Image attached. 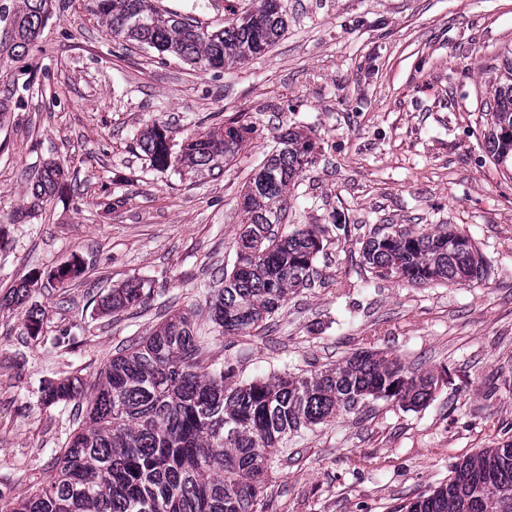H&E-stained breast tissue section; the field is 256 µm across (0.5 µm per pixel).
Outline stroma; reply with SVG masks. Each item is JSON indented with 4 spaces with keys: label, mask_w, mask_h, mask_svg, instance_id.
<instances>
[{
    "label": "stroma",
    "mask_w": 512,
    "mask_h": 512,
    "mask_svg": "<svg viewBox=\"0 0 512 512\" xmlns=\"http://www.w3.org/2000/svg\"><path fill=\"white\" fill-rule=\"evenodd\" d=\"M252 0H158L223 27ZM288 29L265 55L202 71L112 38L85 0H56L36 47L0 59V95L22 103L0 126V296L23 279L26 306H0V488L47 481L72 406H48L46 379L93 385L113 355L166 313L197 307L204 364L237 381L327 369L372 350L433 374L429 402L377 400L289 436L269 475L272 512H392L447 482L457 462L512 440V174L495 166L485 68L512 48V0H282ZM156 123L173 147L196 131L253 127L229 164L184 174L138 146ZM310 131L316 161L290 191L282 225L325 227L311 287L272 320L225 336L204 314L236 259L240 202L278 129ZM63 194L34 198L46 162ZM450 226L487 267L466 285L371 274L374 234ZM81 261L83 272L59 278ZM131 279L141 308L96 303ZM42 335L25 330L27 306Z\"/></svg>",
    "instance_id": "35a3bbf8"
}]
</instances>
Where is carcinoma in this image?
<instances>
[{"instance_id":"cac0c4a2","label":"carcinoma","mask_w":512,"mask_h":512,"mask_svg":"<svg viewBox=\"0 0 512 512\" xmlns=\"http://www.w3.org/2000/svg\"><path fill=\"white\" fill-rule=\"evenodd\" d=\"M55 0L0 3V56L22 57L54 15ZM90 11L123 41L175 56L202 70L241 64L266 52L284 35L281 0L232 12L227 25L204 30L177 13L163 15L155 0H89ZM493 88L488 112L489 152L512 163V50L486 70ZM253 130L228 125L196 133L172 155L168 127L155 123L139 138L153 167L177 163L188 172L234 158ZM314 140L287 127L278 147L257 168L243 192L236 260L224 271V288L206 300L222 334H244L271 319L288 294L311 285L322 249L316 224L280 232L288 190L312 163ZM64 171L50 162L31 188L50 196ZM364 262L380 277L414 283L464 284L483 277L471 238L455 229L375 236ZM141 280L112 289L99 304L104 314L136 309L147 292ZM42 310L31 307L28 335L41 331ZM194 308L169 311L152 332L118 352L90 393L78 377L49 379V405L81 407L50 480L7 502L5 512H267L268 473L288 435L318 425L370 400L405 407L427 402L433 376L406 369L396 358L361 352L310 375L274 376L231 383L234 369L200 365ZM402 512H512V441L482 448L454 465L448 482Z\"/></svg>"}]
</instances>
